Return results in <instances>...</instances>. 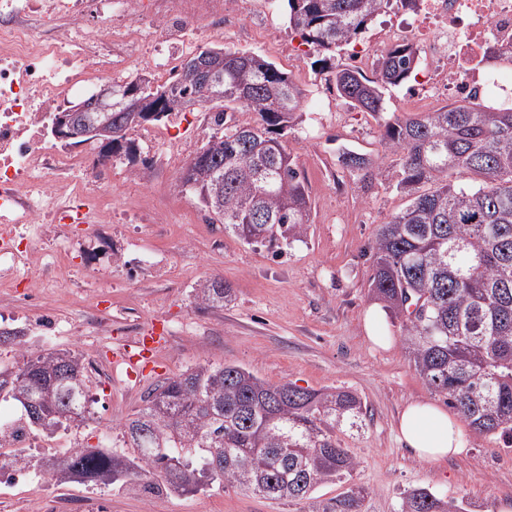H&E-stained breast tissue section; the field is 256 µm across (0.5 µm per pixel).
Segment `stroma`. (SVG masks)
Masks as SVG:
<instances>
[{
  "instance_id": "stroma-1",
  "label": "stroma",
  "mask_w": 512,
  "mask_h": 512,
  "mask_svg": "<svg viewBox=\"0 0 512 512\" xmlns=\"http://www.w3.org/2000/svg\"><path fill=\"white\" fill-rule=\"evenodd\" d=\"M230 21L204 46H226L273 62L306 92L302 117L287 136L298 156L310 197L304 241L275 251L244 244L223 225L208 223L192 193L181 191L185 165L213 129L206 113L177 112L151 124L153 142L137 141V160L112 158L104 193L112 221L70 225L30 234L29 267L0 288V323L25 325L20 342L0 344V368L22 354L70 349L111 368L112 382L90 380L91 417L75 432L30 437L29 452L47 448L121 446L127 418L148 391L198 364H236L270 383L320 389L344 387L367 408L363 426L340 433L359 466L356 483L369 490L364 512H395L405 491L425 487L498 512L512 502V450L465 429L466 455L435 464L418 460L396 437V419L415 400L444 405L412 367L389 319L395 346L371 350L363 317L371 305L370 250L381 223L408 198L397 187L399 157L385 145L382 117L354 109L336 92L316 53L302 45L278 8L264 0H233ZM351 149L377 164L365 185L344 166ZM100 252L98 269L85 274L86 252ZM223 277L234 299L221 308L197 303L195 290ZM161 322L169 336L157 364L129 380L112 353ZM35 498H82L107 512H302L288 500H268L233 489L141 496L90 481L62 485L31 471L18 475L0 512H27Z\"/></svg>"
}]
</instances>
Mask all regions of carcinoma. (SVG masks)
I'll return each instance as SVG.
<instances>
[{"instance_id":"cac0c4a2","label":"carcinoma","mask_w":512,"mask_h":512,"mask_svg":"<svg viewBox=\"0 0 512 512\" xmlns=\"http://www.w3.org/2000/svg\"><path fill=\"white\" fill-rule=\"evenodd\" d=\"M413 0H282L288 28L315 52L348 45L392 2ZM197 57H224L220 101L201 104L214 132L183 169L181 187L224 231L252 246L291 245L310 217L305 176L285 134L298 124L305 97L286 73L247 52L206 47ZM416 50L405 44L377 60L375 75L331 71L340 97L361 112L384 111V90L411 77ZM148 121L159 122L196 94L180 71L152 86L134 78ZM258 115L252 126L226 130L230 111ZM387 147L400 155L398 188L408 197L385 220L373 245L371 296L400 321L415 371L480 437L512 447V102L451 104L395 116L385 124ZM123 137L101 143L104 155L136 158ZM343 164L366 181L375 161L355 151ZM234 291L214 277L196 301L222 308ZM85 357L49 348L23 357L11 381L0 378V400L22 413L0 420V476L30 469L60 483L103 481L136 494L197 493L233 488L265 499L304 504L308 512H363L368 489L352 482L357 462L337 432L362 427L363 403L351 390L269 383L234 364H198L157 384L124 425L122 446L68 448L35 457L8 453L9 430L46 435L78 429L90 416ZM346 483L328 500L317 492ZM396 512H471L420 487L403 494Z\"/></svg>"}]
</instances>
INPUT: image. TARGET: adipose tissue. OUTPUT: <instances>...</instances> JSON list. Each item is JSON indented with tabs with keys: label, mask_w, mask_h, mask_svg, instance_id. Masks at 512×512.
<instances>
[{
	"label": "adipose tissue",
	"mask_w": 512,
	"mask_h": 512,
	"mask_svg": "<svg viewBox=\"0 0 512 512\" xmlns=\"http://www.w3.org/2000/svg\"><path fill=\"white\" fill-rule=\"evenodd\" d=\"M397 431L400 441L428 463L468 450L459 420L432 402L408 404L399 416Z\"/></svg>",
	"instance_id": "1"
}]
</instances>
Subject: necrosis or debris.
I'll return each mask as SVG.
<instances>
[{
	"label": "necrosis or debris",
	"mask_w": 512,
	"mask_h": 512,
	"mask_svg": "<svg viewBox=\"0 0 512 512\" xmlns=\"http://www.w3.org/2000/svg\"><path fill=\"white\" fill-rule=\"evenodd\" d=\"M224 0H0V273L27 256L15 245L25 224L99 223L97 190L107 157L48 147L43 122L56 99L88 91L100 70L123 75L140 51L172 70L189 36L206 38ZM99 21H85L89 10ZM411 34L432 52L434 95L474 97L495 86L492 51H512V0H416ZM397 28L380 51L410 34Z\"/></svg>",
	"instance_id": "4bbe7bcc"
}]
</instances>
